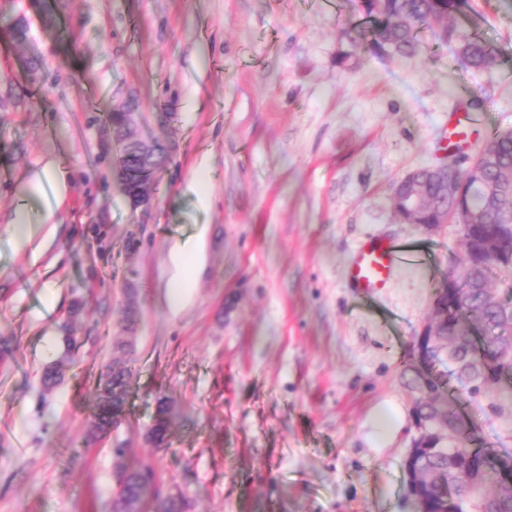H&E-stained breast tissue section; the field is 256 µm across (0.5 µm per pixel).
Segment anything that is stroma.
Listing matches in <instances>:
<instances>
[{
  "label": "stroma",
  "instance_id": "stroma-1",
  "mask_svg": "<svg viewBox=\"0 0 512 512\" xmlns=\"http://www.w3.org/2000/svg\"><path fill=\"white\" fill-rule=\"evenodd\" d=\"M360 7L0 0V512H109L118 467L142 460L187 512H415L401 369L462 251L456 226L403 223L394 186L444 162L448 116L470 100L484 128L512 129V0L449 17L496 48L477 74L436 42V22L413 56L349 45ZM123 102L166 157L136 210L106 121ZM50 161L66 197L19 246L15 211L41 209L28 183ZM371 237L426 259L366 298L346 269ZM177 245L196 259L181 278ZM115 358L132 369L127 411L97 436L90 415ZM161 398L172 417L157 447ZM489 403L465 399L463 415L485 446L512 449V414ZM170 406L168 402L159 400L154 425L150 430L149 439L156 446H162L168 437Z\"/></svg>",
  "mask_w": 512,
  "mask_h": 512
}]
</instances>
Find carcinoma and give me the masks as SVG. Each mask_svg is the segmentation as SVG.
<instances>
[{
  "label": "carcinoma",
  "instance_id": "1",
  "mask_svg": "<svg viewBox=\"0 0 512 512\" xmlns=\"http://www.w3.org/2000/svg\"><path fill=\"white\" fill-rule=\"evenodd\" d=\"M362 19L343 29V36L355 46L363 42L377 48L412 56L420 48L419 32L433 19H444L458 11L463 0H361ZM436 38L454 46L455 54L466 70L479 73L495 58V47L476 31L466 32L453 25L442 27ZM488 189L469 191V202L483 211L485 223L472 227L466 237L472 240L512 228V135L494 134L482 159ZM427 212L453 213L455 200L445 195L437 178L424 169L420 182ZM497 274L512 288V261L474 258L467 270L454 266L448 278H456L453 298L442 292L434 295L433 305L445 319L442 331L450 345L449 365L453 376L467 395L493 394L490 408L504 414L512 408V297L505 300L490 289V275ZM414 365H405L401 377L408 392L415 394L414 412L429 421L417 447L421 452L412 466L439 473L442 478L426 484L421 506L426 512H512V456L506 451L476 443L472 427L455 405L442 396L439 379L429 382V392L416 395L412 376ZM131 370L121 360L112 361L99 390L92 428L105 434L124 412ZM170 406L158 402L149 439L163 445L168 437ZM118 490L112 497L111 512H141L150 502L154 512H184L186 501L179 493L166 489L156 468L149 462L116 472Z\"/></svg>",
  "mask_w": 512,
  "mask_h": 512
}]
</instances>
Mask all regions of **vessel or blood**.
<instances>
[{
	"instance_id": "b4317fda",
	"label": "vessel or blood",
	"mask_w": 512,
	"mask_h": 512,
	"mask_svg": "<svg viewBox=\"0 0 512 512\" xmlns=\"http://www.w3.org/2000/svg\"><path fill=\"white\" fill-rule=\"evenodd\" d=\"M478 122L479 116L475 113L467 114L463 119L449 117V147L461 149L468 146ZM421 260L420 251L408 244L388 239H365L357 244L349 261L348 285L361 295H380L389 288L398 269L416 266Z\"/></svg>"
}]
</instances>
